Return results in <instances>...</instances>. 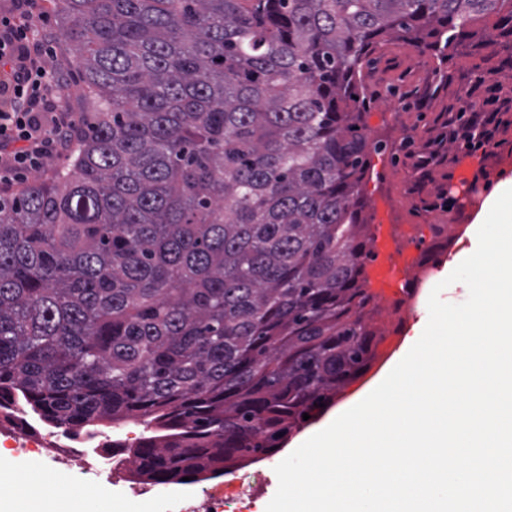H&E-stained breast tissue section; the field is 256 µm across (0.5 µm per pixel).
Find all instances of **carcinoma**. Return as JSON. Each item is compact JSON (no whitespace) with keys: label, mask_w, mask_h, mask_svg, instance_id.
I'll return each mask as SVG.
<instances>
[{"label":"carcinoma","mask_w":512,"mask_h":512,"mask_svg":"<svg viewBox=\"0 0 512 512\" xmlns=\"http://www.w3.org/2000/svg\"><path fill=\"white\" fill-rule=\"evenodd\" d=\"M52 5L93 109L68 167L0 196V414L139 420V477L220 478L375 359L371 50L440 60L480 22L512 54V0Z\"/></svg>","instance_id":"1"}]
</instances>
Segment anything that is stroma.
Here are the masks:
<instances>
[{"label": "stroma", "instance_id": "stroma-1", "mask_svg": "<svg viewBox=\"0 0 512 512\" xmlns=\"http://www.w3.org/2000/svg\"><path fill=\"white\" fill-rule=\"evenodd\" d=\"M45 15L43 32L55 53L50 66L61 79V105L72 116L90 111L91 101L71 67L75 52L65 40L50 0H39ZM508 63L500 45L482 38L457 42L448 61L437 63L432 54L393 40L375 53L363 73L365 95L362 110L365 132L372 139L387 142L380 154H371V168L360 186L365 204L363 217L375 224V199L388 201L386 221L399 240V249L413 258L404 268L396 292L386 294L365 309L364 320L375 334L376 357L362 375L347 382L336 394L345 401L362 384L374 383L398 364L417 339L424 319V307L431 290L443 284V301L459 304L468 297L464 283L446 284L448 262L467 254L471 247L469 229L489 192L501 181L512 178V80L499 79ZM497 75L495 85L483 84L488 75ZM477 88L481 98H495L501 109L494 153H473L470 182L456 179L462 149L452 142L443 125L445 118L458 115L464 102L463 88ZM439 151L442 161L426 170L417 169L419 156ZM450 232H442V225ZM6 433H0V455L7 470H33L66 478L79 487L107 488L113 505L126 502L134 482V471L117 466L112 475H84L39 454H18L7 447ZM224 480L193 485H147L146 497L152 512H179L185 505H199L207 488H224Z\"/></svg>", "mask_w": 512, "mask_h": 512}]
</instances>
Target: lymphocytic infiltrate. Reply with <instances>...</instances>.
<instances>
[{
  "label": "lymphocytic infiltrate",
  "mask_w": 512,
  "mask_h": 512,
  "mask_svg": "<svg viewBox=\"0 0 512 512\" xmlns=\"http://www.w3.org/2000/svg\"><path fill=\"white\" fill-rule=\"evenodd\" d=\"M38 0H15L10 14L0 15V91L8 96L0 107V184L23 171H38L70 142L75 120L62 111L60 89L43 60L46 47ZM498 110L472 113L465 124L451 126V140L466 139L480 148L499 142Z\"/></svg>",
  "instance_id": "obj_1"
}]
</instances>
